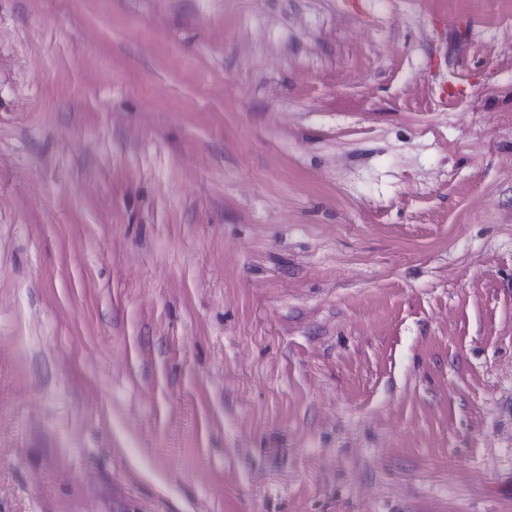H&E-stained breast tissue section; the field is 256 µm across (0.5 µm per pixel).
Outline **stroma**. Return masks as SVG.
<instances>
[{"label":"stroma","mask_w":512,"mask_h":512,"mask_svg":"<svg viewBox=\"0 0 512 512\" xmlns=\"http://www.w3.org/2000/svg\"><path fill=\"white\" fill-rule=\"evenodd\" d=\"M0 512H512V0H0Z\"/></svg>","instance_id":"obj_1"}]
</instances>
